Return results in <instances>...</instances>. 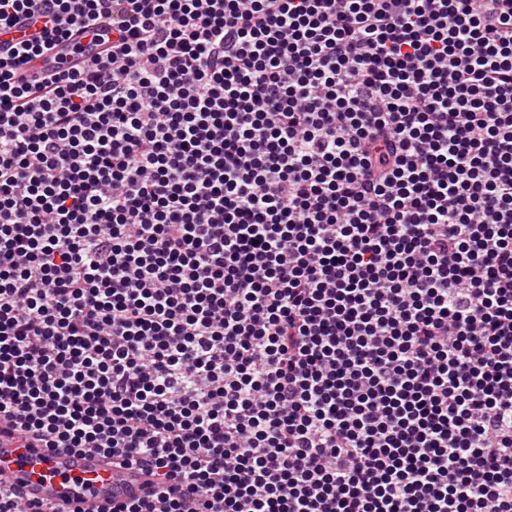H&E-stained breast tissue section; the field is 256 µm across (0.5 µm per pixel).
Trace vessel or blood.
<instances>
[{
	"label": "vessel or blood",
	"instance_id": "obj_1",
	"mask_svg": "<svg viewBox=\"0 0 512 512\" xmlns=\"http://www.w3.org/2000/svg\"><path fill=\"white\" fill-rule=\"evenodd\" d=\"M44 27L41 17L23 20L0 31V56L9 55L21 40L37 38ZM112 21L75 33L49 53L22 66L25 73L69 68L105 48L102 35L111 34ZM0 480L24 499L41 503H67L75 512H110L113 503L144 496L147 478L137 469L115 470L108 458L93 451L63 452L28 448L16 436L0 434Z\"/></svg>",
	"mask_w": 512,
	"mask_h": 512
}]
</instances>
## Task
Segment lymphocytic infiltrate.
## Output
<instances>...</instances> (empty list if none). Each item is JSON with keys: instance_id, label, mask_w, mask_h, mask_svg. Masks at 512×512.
<instances>
[{"instance_id": "lymphocytic-infiltrate-1", "label": "lymphocytic infiltrate", "mask_w": 512, "mask_h": 512, "mask_svg": "<svg viewBox=\"0 0 512 512\" xmlns=\"http://www.w3.org/2000/svg\"><path fill=\"white\" fill-rule=\"evenodd\" d=\"M33 15L0 427L145 471L112 512H512V0H0ZM99 34H107L109 41L103 43ZM116 34L115 30L112 32V20L103 18L97 28L76 32L71 38L57 42L52 51L25 62L21 69L26 74H34L69 68L86 57L102 52L112 44V37H117Z\"/></svg>"}]
</instances>
